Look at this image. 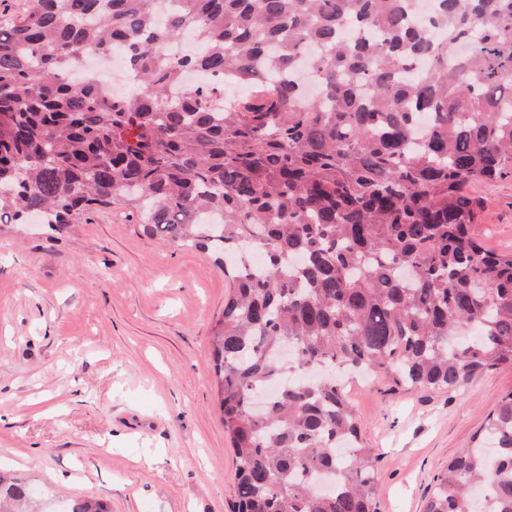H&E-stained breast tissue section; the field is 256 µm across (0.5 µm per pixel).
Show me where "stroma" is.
Masks as SVG:
<instances>
[{
    "instance_id": "stroma-1",
    "label": "stroma",
    "mask_w": 512,
    "mask_h": 512,
    "mask_svg": "<svg viewBox=\"0 0 512 512\" xmlns=\"http://www.w3.org/2000/svg\"><path fill=\"white\" fill-rule=\"evenodd\" d=\"M488 248L512 252V178L472 187ZM231 284L208 254L149 237L130 207L58 233L0 223V466L40 499L109 512H232L236 464L212 382ZM512 369L451 391L353 384L382 512H424Z\"/></svg>"
}]
</instances>
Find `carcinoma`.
<instances>
[{
	"instance_id": "carcinoma-1",
	"label": "carcinoma",
	"mask_w": 512,
	"mask_h": 512,
	"mask_svg": "<svg viewBox=\"0 0 512 512\" xmlns=\"http://www.w3.org/2000/svg\"><path fill=\"white\" fill-rule=\"evenodd\" d=\"M191 33L198 51L163 46ZM126 48L135 88L65 75ZM223 75L171 99L185 73ZM512 175V0H32L0 16V218L115 203L232 282L212 376L236 512H381L345 384L512 368V253L476 182ZM222 217L219 224L201 215ZM293 347L291 370L278 360ZM0 471V512H43ZM512 512V391L424 512ZM67 512H108L93 496Z\"/></svg>"
}]
</instances>
